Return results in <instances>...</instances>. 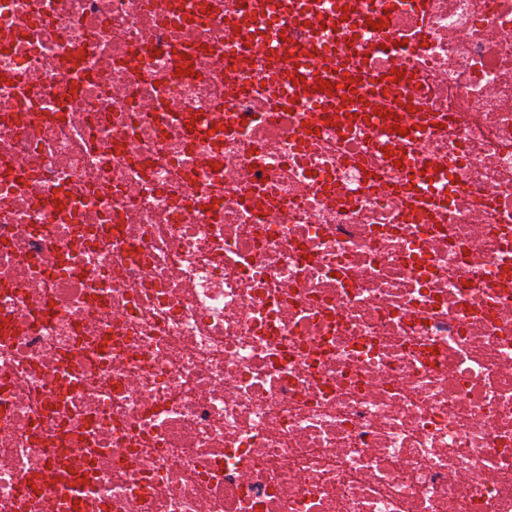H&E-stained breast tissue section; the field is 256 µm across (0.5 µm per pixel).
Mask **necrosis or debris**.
<instances>
[{
	"mask_svg": "<svg viewBox=\"0 0 512 512\" xmlns=\"http://www.w3.org/2000/svg\"><path fill=\"white\" fill-rule=\"evenodd\" d=\"M247 9L0 0V512H512V0ZM272 58L278 72L283 74L282 89L288 101L295 97H304L308 100L310 112L308 121H314L320 112H374L367 106L372 95L360 98L351 92L350 86L341 88V94H336V85L329 89L328 85L316 75L305 64L304 59L298 53L288 50L286 39L280 41L272 52ZM299 64V67H296ZM300 76H304V83H301ZM296 82V86H293ZM321 84L326 85L323 92L318 90ZM342 96H347L346 100ZM344 104V107H341Z\"/></svg>",
	"mask_w": 512,
	"mask_h": 512,
	"instance_id": "4bbe7bcc",
	"label": "necrosis or debris"
}]
</instances>
